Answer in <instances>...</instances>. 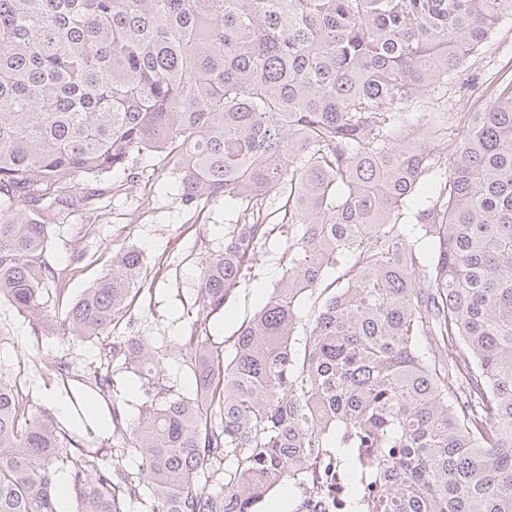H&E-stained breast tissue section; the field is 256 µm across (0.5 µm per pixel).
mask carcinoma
<instances>
[{
    "instance_id": "obj_1",
    "label": "carcinoma",
    "mask_w": 512,
    "mask_h": 512,
    "mask_svg": "<svg viewBox=\"0 0 512 512\" xmlns=\"http://www.w3.org/2000/svg\"><path fill=\"white\" fill-rule=\"evenodd\" d=\"M508 16L512 0H0V301L62 340L112 338L144 393L131 421L94 376L102 454L0 375V512H58L60 470L75 512H256L333 448L367 449L388 512H512V84L481 112H410ZM141 155L185 208L236 211L163 349L120 331L151 292L136 249L44 306L52 225ZM274 237L281 277L228 353L208 315ZM183 356L188 393L162 374Z\"/></svg>"
}]
</instances>
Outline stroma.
Segmentation results:
<instances>
[{"instance_id": "35a3bbf8", "label": "stroma", "mask_w": 512, "mask_h": 512, "mask_svg": "<svg viewBox=\"0 0 512 512\" xmlns=\"http://www.w3.org/2000/svg\"><path fill=\"white\" fill-rule=\"evenodd\" d=\"M482 93L466 96L461 79L448 84L441 99H428L427 112H475L483 109L497 86L512 80V17L503 19L477 57ZM132 187H112L101 196L96 210L63 217L53 228L47 260L59 276V287L73 298L104 272L113 251L133 246L159 262L152 295L133 322V335L156 345L182 340L189 332L183 316L197 298L199 253L224 246V227L234 223L233 209L215 201L195 211L177 199L175 176L152 158H138ZM285 248L274 239L260 253L254 277L237 289L224 311L210 315L220 327L216 342L233 341L241 324L262 305L281 275L279 257ZM100 342L58 341L50 331L34 329L28 318L8 302H0V372L25 380L35 410L51 413L60 426L76 431L94 447L112 445V432L98 420L80 418L81 399L90 393L95 373L105 368ZM68 364L72 379L56 375L58 363Z\"/></svg>"}]
</instances>
